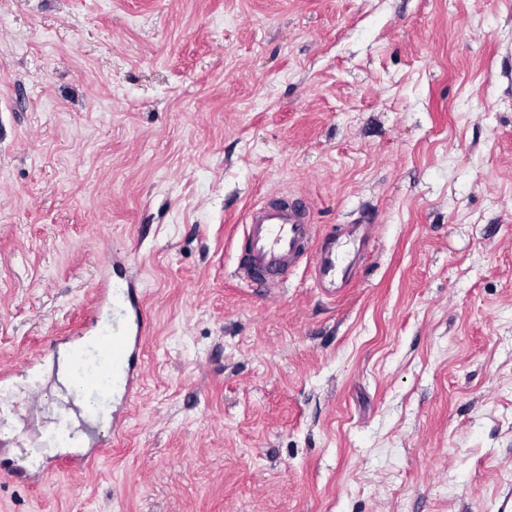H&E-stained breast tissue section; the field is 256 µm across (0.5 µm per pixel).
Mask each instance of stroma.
Segmentation results:
<instances>
[{"mask_svg":"<svg viewBox=\"0 0 512 512\" xmlns=\"http://www.w3.org/2000/svg\"><path fill=\"white\" fill-rule=\"evenodd\" d=\"M377 227L336 299L245 212ZM132 256L116 449L25 366ZM0 512H512V0H0ZM90 446L95 448L90 455L87 452L74 451L70 455L58 459L55 467L69 473L82 472L94 460L112 453V441L109 438L99 440Z\"/></svg>","mask_w":512,"mask_h":512,"instance_id":"1","label":"stroma"}]
</instances>
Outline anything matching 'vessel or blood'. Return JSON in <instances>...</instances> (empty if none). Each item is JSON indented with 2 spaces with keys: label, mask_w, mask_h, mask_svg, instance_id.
I'll return each mask as SVG.
<instances>
[{
  "label": "vessel or blood",
  "mask_w": 512,
  "mask_h": 512,
  "mask_svg": "<svg viewBox=\"0 0 512 512\" xmlns=\"http://www.w3.org/2000/svg\"><path fill=\"white\" fill-rule=\"evenodd\" d=\"M374 238L373 225L365 222L342 225L336 235L317 239L305 205L296 199L266 200L250 210L244 226L245 246L236 269L237 277L267 294L283 288L289 270L310 260L318 290L333 298L352 282L358 263ZM112 306L115 319L112 339L102 352L103 365L83 368L85 346L80 333L69 335L70 352L78 370V388L92 392L95 399L109 397L112 387L122 388L125 396L138 393L144 376L143 346L151 324L144 309V297L136 279L118 283L101 279L94 298L84 312V320L95 323L104 306ZM112 443L102 439L93 453L74 451L58 459V469L74 473L92 461L110 455Z\"/></svg>",
  "instance_id": "1"
}]
</instances>
